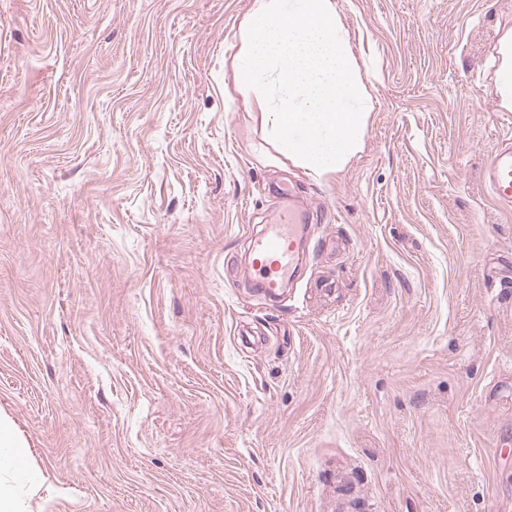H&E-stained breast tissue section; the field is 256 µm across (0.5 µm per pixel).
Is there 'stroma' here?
<instances>
[{
    "instance_id": "stroma-1",
    "label": "stroma",
    "mask_w": 512,
    "mask_h": 512,
    "mask_svg": "<svg viewBox=\"0 0 512 512\" xmlns=\"http://www.w3.org/2000/svg\"><path fill=\"white\" fill-rule=\"evenodd\" d=\"M253 0H0V470L25 512H512V0H336L373 110L318 177L237 91ZM315 219L278 300L277 186ZM484 180L497 201L512 203V138L498 144L484 171ZM294 223V213L288 206V213H283L271 224H265L261 233L252 238V268L258 288L267 295H277L299 266L304 226ZM0 469L19 472L26 462L27 450L22 446L17 432L0 420Z\"/></svg>"
}]
</instances>
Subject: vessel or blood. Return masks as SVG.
Wrapping results in <instances>:
<instances>
[{
	"label": "vessel or blood",
	"mask_w": 512,
	"mask_h": 512,
	"mask_svg": "<svg viewBox=\"0 0 512 512\" xmlns=\"http://www.w3.org/2000/svg\"><path fill=\"white\" fill-rule=\"evenodd\" d=\"M484 180L497 201L512 203V138L498 144L484 171ZM303 239V227L296 224L290 212L265 225L252 239V268L258 288L267 295H277L283 284L293 277L300 263Z\"/></svg>",
	"instance_id": "b4317fda"
}]
</instances>
